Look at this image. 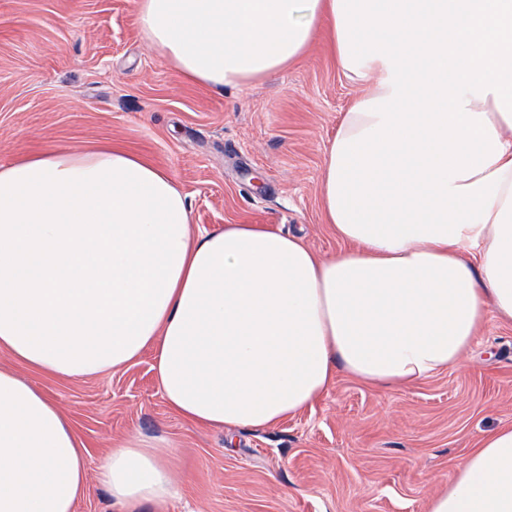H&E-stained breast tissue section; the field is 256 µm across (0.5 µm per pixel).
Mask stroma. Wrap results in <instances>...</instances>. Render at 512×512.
<instances>
[{
    "label": "stroma",
    "instance_id": "1",
    "mask_svg": "<svg viewBox=\"0 0 512 512\" xmlns=\"http://www.w3.org/2000/svg\"><path fill=\"white\" fill-rule=\"evenodd\" d=\"M364 91L323 38L264 81L217 91L182 80L143 40L136 0H0V165L112 143L164 167L192 233L271 224L319 256L346 246L320 181L341 112ZM151 354L127 368L50 379L0 350L77 432L88 472L137 435L172 457L175 493L139 512H427L487 431L512 425V326L489 320L460 368L386 389L341 378L314 410L272 428L195 427L171 412Z\"/></svg>",
    "mask_w": 512,
    "mask_h": 512
}]
</instances>
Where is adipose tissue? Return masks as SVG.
Listing matches in <instances>:
<instances>
[{
    "label": "adipose tissue",
    "instance_id": "ef3b65f1",
    "mask_svg": "<svg viewBox=\"0 0 512 512\" xmlns=\"http://www.w3.org/2000/svg\"><path fill=\"white\" fill-rule=\"evenodd\" d=\"M184 79L244 86L317 35L366 93L323 157L346 251L268 224L192 234L173 175L119 146L0 165V350L49 378L152 351L191 424L268 428L340 375L408 385L512 325V0H136ZM97 483L123 512L173 496L171 458L131 437L88 478L55 402L0 367V512H75ZM428 512H512V426L471 448Z\"/></svg>",
    "mask_w": 512,
    "mask_h": 512
}]
</instances>
